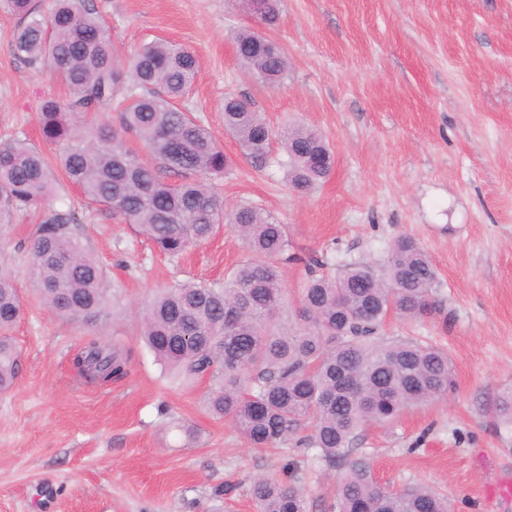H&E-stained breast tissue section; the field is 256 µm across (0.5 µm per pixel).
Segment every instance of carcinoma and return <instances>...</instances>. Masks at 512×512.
Here are the masks:
<instances>
[{
	"label": "carcinoma",
	"mask_w": 512,
	"mask_h": 512,
	"mask_svg": "<svg viewBox=\"0 0 512 512\" xmlns=\"http://www.w3.org/2000/svg\"><path fill=\"white\" fill-rule=\"evenodd\" d=\"M21 17L13 32L15 55L42 62L66 86L68 98L46 97L36 113L42 140L60 147L57 164L90 202L112 210L161 253L177 258L215 236L226 224L238 232L253 259L224 283H182L158 290L145 304L141 331L163 368L178 377L209 376L211 413L229 417L255 448H275L301 429L299 444L341 474L334 512H449L448 498L423 485L381 487L369 465L350 457V445L369 425H383L411 406L430 404L452 390L448 353L411 340L380 336L392 313L424 320L438 310V274L412 238L393 242L382 274L351 265L334 277H313L300 292L296 323L283 319L286 295L280 263L288 254L284 225L251 205L230 210L214 179L229 161L212 133L182 101L196 74L188 48L158 39L121 60L110 28L88 0H52L48 14L32 0H0ZM239 59L268 87L288 73V54L250 28L235 34ZM124 95L120 127L83 132L82 118ZM224 131L262 165L276 159L291 188L306 194L332 171L333 151L316 129L291 124L273 133L243 100L224 102ZM135 133L151 160L127 146ZM52 161L26 139L0 141V227L18 211L39 208L28 267L34 287L59 317L95 322L104 310V271L75 231L71 208L54 205ZM24 306L11 273L0 267V392L11 389L19 353L11 336ZM79 376L108 383L127 374L117 345L90 339L74 356ZM495 416L512 424V389L498 395ZM256 512H308L294 481L256 479Z\"/></svg>",
	"instance_id": "carcinoma-1"
}]
</instances>
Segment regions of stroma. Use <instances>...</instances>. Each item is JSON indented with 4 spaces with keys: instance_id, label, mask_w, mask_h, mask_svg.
<instances>
[{
    "instance_id": "35a3bbf8",
    "label": "stroma",
    "mask_w": 512,
    "mask_h": 512,
    "mask_svg": "<svg viewBox=\"0 0 512 512\" xmlns=\"http://www.w3.org/2000/svg\"><path fill=\"white\" fill-rule=\"evenodd\" d=\"M119 56L163 38L199 61L185 106L223 145L226 207L250 203L285 224L297 262L282 267L289 302L308 270L353 264L382 270L401 236L416 239L438 274L439 313L390 315L384 336L448 352L455 389L397 421L362 431L352 456L376 482L425 484L452 512H500L487 487L512 474V428L494 403L512 389V0H283L270 37L288 53L276 88L241 66L233 36L254 20L236 0H92ZM18 17L0 12V138L42 139L36 108L66 90L18 59ZM260 112L272 129H318L335 154L331 175L300 195L274 162L258 166L224 131V100ZM58 203L82 216L78 234L105 271L107 312L97 323L51 315L27 277L23 249L40 216L0 229V263L24 303L13 330L21 367L0 394V512H255L256 477L294 480L309 512H329L338 469L288 443L251 447L231 419L207 409L212 381L164 371L140 336L136 307L156 289L222 282L247 259L236 232L172 260L80 190ZM130 356L124 379L88 385L73 357L91 336Z\"/></svg>"
}]
</instances>
